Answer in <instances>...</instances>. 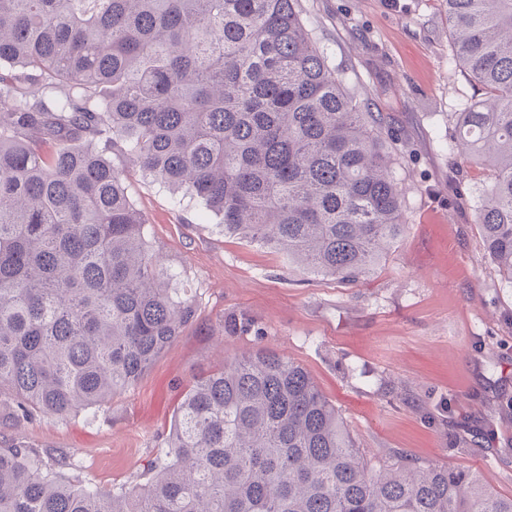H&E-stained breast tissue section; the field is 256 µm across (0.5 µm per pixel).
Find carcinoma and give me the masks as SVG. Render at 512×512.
Wrapping results in <instances>:
<instances>
[{
  "label": "carcinoma",
  "instance_id": "carcinoma-1",
  "mask_svg": "<svg viewBox=\"0 0 512 512\" xmlns=\"http://www.w3.org/2000/svg\"><path fill=\"white\" fill-rule=\"evenodd\" d=\"M486 91L454 148L492 171L483 250L512 283V0H445ZM297 0H0V512H512L469 470L376 466L299 363L268 346L194 378L166 448L102 492L29 446L133 386L196 315L127 193L142 177L224 233L345 283L401 238L379 137Z\"/></svg>",
  "mask_w": 512,
  "mask_h": 512
}]
</instances>
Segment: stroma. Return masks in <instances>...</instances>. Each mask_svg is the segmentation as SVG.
Returning a JSON list of instances; mask_svg holds the SVG:
<instances>
[{
	"label": "stroma",
	"mask_w": 512,
	"mask_h": 512,
	"mask_svg": "<svg viewBox=\"0 0 512 512\" xmlns=\"http://www.w3.org/2000/svg\"><path fill=\"white\" fill-rule=\"evenodd\" d=\"M311 38L381 137L403 190L405 231L353 284L305 273L224 234L193 200L130 174L148 238L181 275L197 320L93 421L40 414L20 433L108 490L163 448L191 380L263 344L307 369L368 456L395 452L478 472L512 496V284L485 255L474 213L486 166L453 151L456 113L483 96L454 60L445 0H298ZM231 316L257 330L224 332Z\"/></svg>",
	"instance_id": "1"
}]
</instances>
